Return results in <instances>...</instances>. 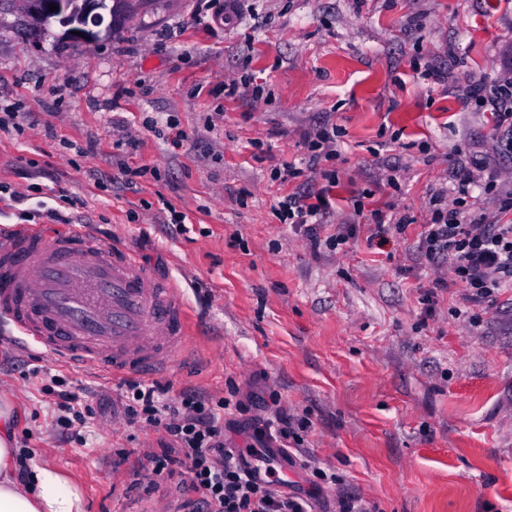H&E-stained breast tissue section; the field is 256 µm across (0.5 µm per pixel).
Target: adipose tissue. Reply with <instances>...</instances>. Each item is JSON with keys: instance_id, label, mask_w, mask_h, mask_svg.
Returning <instances> with one entry per match:
<instances>
[{"instance_id": "obj_1", "label": "adipose tissue", "mask_w": 512, "mask_h": 512, "mask_svg": "<svg viewBox=\"0 0 512 512\" xmlns=\"http://www.w3.org/2000/svg\"><path fill=\"white\" fill-rule=\"evenodd\" d=\"M12 404L0 398V512H84L81 487L51 466H36L28 481L15 475Z\"/></svg>"}]
</instances>
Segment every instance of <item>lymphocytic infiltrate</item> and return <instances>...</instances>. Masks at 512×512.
Segmentation results:
<instances>
[{"label": "lymphocytic infiltrate", "instance_id": "obj_1", "mask_svg": "<svg viewBox=\"0 0 512 512\" xmlns=\"http://www.w3.org/2000/svg\"><path fill=\"white\" fill-rule=\"evenodd\" d=\"M468 97L490 107L496 126L512 128V78L494 86L472 80ZM477 170L486 175L485 193L497 202L494 217L474 214V171L459 170L453 176L454 198L435 204L421 237L428 257L447 261L455 279L464 284L467 301L482 305L494 302L502 289L512 288V190L500 189L498 173L489 164L478 163ZM322 179L317 192H294L279 201L275 212L280 223L315 233L332 206L331 191L337 184L335 171H324ZM41 390L53 402L61 437L72 438L76 427L92 417V406L69 390L65 375H50ZM119 390L128 422L162 431L171 441L170 446L147 451L144 480L176 479L192 512H312L308 497L259 476L243 451L225 441L228 399L214 401L193 391L174 395L169 386L156 381L125 380ZM306 428L304 419L283 410L257 416L246 429L247 445L283 451L300 445Z\"/></svg>", "mask_w": 512, "mask_h": 512}]
</instances>
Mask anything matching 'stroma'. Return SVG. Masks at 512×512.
Instances as JSON below:
<instances>
[{
    "instance_id": "stroma-1",
    "label": "stroma",
    "mask_w": 512,
    "mask_h": 512,
    "mask_svg": "<svg viewBox=\"0 0 512 512\" xmlns=\"http://www.w3.org/2000/svg\"><path fill=\"white\" fill-rule=\"evenodd\" d=\"M98 31L85 41L55 23L36 38L20 9L0 8V103L17 112L0 130V235L65 215L186 288L188 351L159 382L241 402L224 416L237 442L251 415L303 417L288 483L314 512L346 496L380 512H512V288L468 308L420 244L433 199L474 158L512 187V154L466 99L469 80L512 76V0H256L228 23L211 0H148ZM427 64L443 81L418 79ZM250 76L260 96L225 98V82ZM319 125L337 127L339 154L313 163L303 140ZM288 163L302 177L273 182ZM328 168L336 207L318 234L356 227L339 253L273 211ZM376 206L408 226L376 235ZM11 334L0 397L34 463L79 483L86 512H183L175 481L134 487L161 439L127 423L111 375L68 368L98 411L65 441L28 375L51 361ZM303 460L335 482L314 485Z\"/></svg>"
}]
</instances>
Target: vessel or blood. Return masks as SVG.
I'll return each instance as SVG.
<instances>
[{"instance_id":"1","label":"vessel or blood","mask_w":512,"mask_h":512,"mask_svg":"<svg viewBox=\"0 0 512 512\" xmlns=\"http://www.w3.org/2000/svg\"><path fill=\"white\" fill-rule=\"evenodd\" d=\"M54 362L112 376L172 369L190 334L185 291L88 229L0 239V324Z\"/></svg>"}]
</instances>
